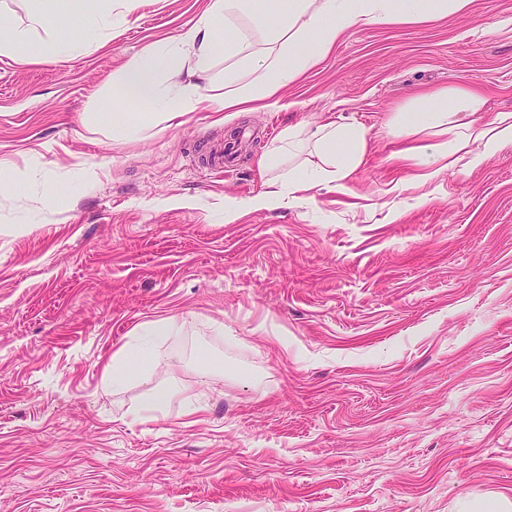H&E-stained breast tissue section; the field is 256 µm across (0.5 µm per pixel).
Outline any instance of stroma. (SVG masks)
<instances>
[{"label":"stroma","mask_w":512,"mask_h":512,"mask_svg":"<svg viewBox=\"0 0 512 512\" xmlns=\"http://www.w3.org/2000/svg\"><path fill=\"white\" fill-rule=\"evenodd\" d=\"M208 2L144 0L87 56L57 60L42 33L30 62L0 55V164L101 171L22 235L35 200L0 190V512H512V145L406 185L386 161L392 112L427 89L474 83L512 111V26L490 27L512 0L347 33L271 108L90 126L123 101L113 73ZM340 115L375 134L347 190L249 206L283 128ZM233 131L236 169L206 168ZM168 316L187 326L166 365L104 389L130 331ZM202 348L221 374L195 371ZM173 380L202 394L197 422L179 396L135 416Z\"/></svg>","instance_id":"stroma-1"}]
</instances>
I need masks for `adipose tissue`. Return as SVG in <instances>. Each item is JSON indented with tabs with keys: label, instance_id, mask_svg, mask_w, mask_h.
<instances>
[{
	"label": "adipose tissue",
	"instance_id": "adipose-tissue-1",
	"mask_svg": "<svg viewBox=\"0 0 512 512\" xmlns=\"http://www.w3.org/2000/svg\"><path fill=\"white\" fill-rule=\"evenodd\" d=\"M474 0H210L197 22L171 41L144 48L114 75L128 105L152 103L153 111L138 120L127 113L112 115V129L125 137L146 131L162 133L174 120L193 112L214 111L216 103L206 84L215 57H223L224 109L246 112L265 107L286 85L316 67L350 30L364 25L418 28L449 15H463ZM247 18L251 36L235 27ZM118 21L112 0H80L77 13L49 11L44 0H33L23 25L0 26V53L24 61L23 50L38 31L50 34L57 57L69 59L95 52L112 36ZM486 98L477 85L436 89L411 99L393 112L388 130L403 139L425 135L424 143L392 153V161H415L432 178L440 167L469 176L503 145L512 143V112L484 114ZM370 127L345 117L286 127L260 160L276 171L271 199L284 200L314 189L344 187L371 151ZM301 157L299 166L280 171L284 156ZM0 187L19 188L37 196L40 214L23 219V226L40 223L55 209L53 179L33 167L0 165ZM184 327L176 316L136 328L129 342L113 353L105 367L106 385L133 378H151L165 357L150 338L179 335Z\"/></svg>",
	"mask_w": 512,
	"mask_h": 512
}]
</instances>
